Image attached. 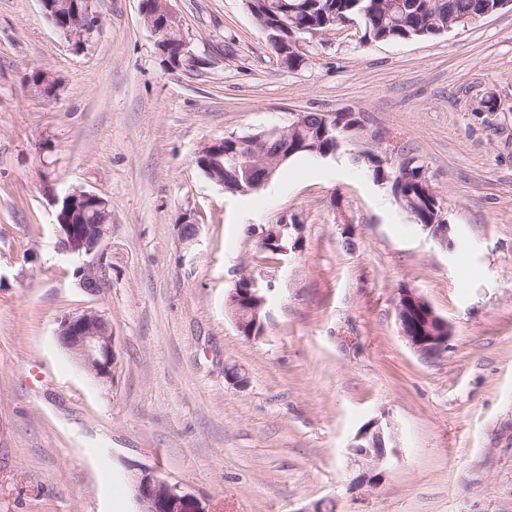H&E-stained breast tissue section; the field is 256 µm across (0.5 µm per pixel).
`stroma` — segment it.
<instances>
[{
    "label": "stroma",
    "mask_w": 512,
    "mask_h": 512,
    "mask_svg": "<svg viewBox=\"0 0 512 512\" xmlns=\"http://www.w3.org/2000/svg\"><path fill=\"white\" fill-rule=\"evenodd\" d=\"M140 4L98 0L77 48L39 0H0V512H135L144 467L200 512H512V5L385 43H363L356 19L304 35L291 70L245 0H170L201 60L172 71ZM36 68L58 79L54 100L27 90ZM491 92L503 107L488 127L474 110ZM297 112L353 113L364 133L250 194L198 167L208 144ZM365 151L423 164L450 244ZM73 188L112 211L96 296L58 247L54 200ZM184 213L200 227L189 245ZM284 219L302 224V252L263 257L247 227ZM244 277L274 284L256 341L225 307ZM407 288L451 326L438 355L401 335ZM89 308L112 326L111 382L57 339ZM374 419L397 455L380 486L357 487L349 446Z\"/></svg>",
    "instance_id": "1"
}]
</instances>
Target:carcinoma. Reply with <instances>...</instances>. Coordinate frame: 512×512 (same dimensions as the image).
<instances>
[{"label":"carcinoma","mask_w":512,"mask_h":512,"mask_svg":"<svg viewBox=\"0 0 512 512\" xmlns=\"http://www.w3.org/2000/svg\"><path fill=\"white\" fill-rule=\"evenodd\" d=\"M430 0H265L256 2L253 7L266 17L267 23L273 20L288 23V31L296 37H288V43L279 46L280 56L287 68L294 70L304 63L299 54L296 38L301 31L324 32L337 29L346 19L358 18L364 25V37L373 42H392L410 39H427L439 36L460 26L475 21V17L488 8L497 5V0H445L442 7L434 10L428 7ZM350 122L345 121L336 131V138L323 135L321 127L315 123L291 133L289 153L292 156H316L335 151L343 140L351 135ZM234 138L224 137V190L239 192L244 183L242 170L233 165L231 158L236 156ZM365 164L372 168L380 181L389 180L393 192L400 194L398 201L414 218L424 225L439 222L441 207L434 205L425 196V184L429 180L423 165L415 164L405 175L402 183H397L399 175L393 169H383L376 158L365 154Z\"/></svg>","instance_id":"carcinoma-1"}]
</instances>
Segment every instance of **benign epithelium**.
I'll list each match as a JSON object with an SVG mask.
<instances>
[{
    "instance_id": "obj_1",
    "label": "benign epithelium",
    "mask_w": 512,
    "mask_h": 512,
    "mask_svg": "<svg viewBox=\"0 0 512 512\" xmlns=\"http://www.w3.org/2000/svg\"><path fill=\"white\" fill-rule=\"evenodd\" d=\"M47 18L75 44L84 43L85 37L100 24V15L93 0H39ZM141 14L155 38L158 53L166 58L168 68L201 63L191 42L183 33L169 0H144ZM224 141L218 140L201 151L197 158L199 168L213 174V181L224 184ZM61 251L87 258L79 268L80 286L90 295L100 294L106 288L107 242L112 235V212L109 203L99 195L73 190L62 198L56 215ZM178 231L185 242H193L199 234V225L187 214L177 219ZM248 233L259 246L288 236V246L280 253L297 255L302 249L301 225L251 224ZM266 305L264 289L252 277L240 279L230 291L227 307L237 330L256 333L262 322L261 312ZM397 319L402 336L410 346L425 356L444 350L451 336L449 323L441 318L431 305L413 289H404L397 303ZM58 339L63 347L77 355L85 368L96 379L114 378L117 356L113 345L112 327L104 314L88 309L61 323ZM354 455L360 457L365 468L355 479L357 484L376 486L383 477L382 465L386 461L385 430L380 420L370 421L356 434L351 445ZM138 512H200L192 508V497L178 484L160 478L150 468L141 469L133 481Z\"/></svg>"
}]
</instances>
